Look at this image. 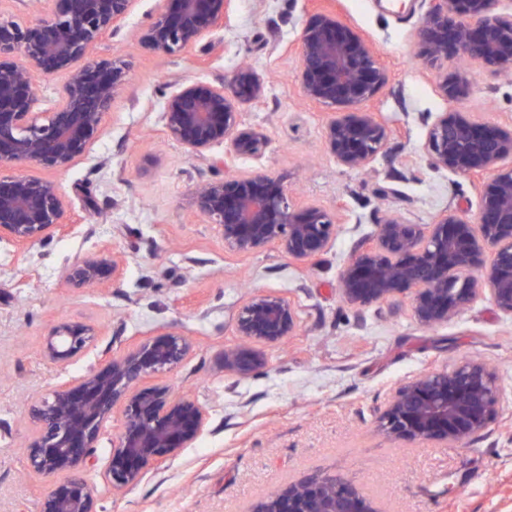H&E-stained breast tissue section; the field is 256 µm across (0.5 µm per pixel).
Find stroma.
I'll list each match as a JSON object with an SVG mask.
<instances>
[{"mask_svg":"<svg viewBox=\"0 0 512 512\" xmlns=\"http://www.w3.org/2000/svg\"><path fill=\"white\" fill-rule=\"evenodd\" d=\"M164 6L135 0L128 19L100 45L123 56L126 81L106 112L89 154L53 178L77 218L69 235L27 249L0 240V512H38L52 475L28 470L34 432L27 405L100 363L165 331L192 350L162 375L207 411L205 433L135 486L105 480L122 419L113 414L94 442L85 478L99 512H248L256 499L304 475H342L384 512H512V316L478 299L448 324L420 327L408 301L356 309L337 290L357 244L373 236L384 211L431 224L451 210L476 214L482 182L432 167L426 133L462 112L488 124L512 119V80L470 62L440 70L415 56L428 0H227L224 23L174 56L149 53L136 32ZM335 11L372 48L386 74L364 103L386 126L385 149L370 170L346 169L323 130L338 111L304 100L298 81L300 34L308 13ZM266 79L262 98L240 104L243 127L269 139L259 156L217 161L223 144L192 155L165 131V92L174 84L227 82L241 61ZM470 83L459 103L438 88L442 71ZM282 179L302 207L333 211L339 228L315 261L276 248L245 258L224 248L218 229L194 205L197 184L224 173ZM107 248L124 257L122 276L94 291L70 287L63 269ZM253 290L298 306L300 330L266 349V367L238 378L223 355L237 340L235 320ZM63 320L93 324L98 336L66 365L41 346ZM479 357L496 369L500 414L466 445H400L375 431L390 390L425 369Z\"/></svg>","mask_w":512,"mask_h":512,"instance_id":"1","label":"stroma"}]
</instances>
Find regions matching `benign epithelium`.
<instances>
[{
  "label": "benign epithelium",
  "instance_id": "benign-epithelium-1",
  "mask_svg": "<svg viewBox=\"0 0 512 512\" xmlns=\"http://www.w3.org/2000/svg\"><path fill=\"white\" fill-rule=\"evenodd\" d=\"M134 0H56L52 13L33 25L0 15V238L19 247L42 243L71 229L67 205L55 181L4 169L36 165L64 171L84 157L100 132L102 117L124 84L127 64L98 55V44L129 15ZM419 29L417 56L438 62L468 58L492 77L512 76V12L499 0H431ZM225 0H165L138 32L149 52L173 55L196 46L224 21ZM66 80L52 112H36L37 76ZM298 77L303 98L326 106L357 107L385 83L386 74L364 40L331 10L304 23ZM439 88L461 102L466 81L446 74ZM264 77L240 66L227 84H182L165 96L168 137L197 155L217 143L230 157L257 156L268 143L260 129L243 128L238 104L257 100ZM327 149L343 167L364 171L387 141L386 128L370 112H343L324 130ZM433 167L464 176L487 175L475 217L450 211L433 224H410L388 214L372 242L358 246L338 273V291L349 306L364 309L407 299L416 322L440 326L482 297L512 316V121L485 124L462 113L433 123L426 134ZM197 210L218 227L224 248L249 256L271 246L309 262L336 238V214L317 205L296 208L288 188L270 174L234 175L200 184ZM122 257L110 250L74 260L64 281L100 288L118 278ZM295 302L278 293L251 292L236 319L240 343L224 350V373L247 377L266 366L265 347L298 334ZM98 335L95 326L61 321L51 328L42 356L54 364L76 360ZM191 342L165 332L73 379L51 397L33 402L37 423L28 444L30 470L60 475L40 501L39 512H97L84 478L100 427L115 408L122 429L112 444L105 479L120 491L203 434L208 416L191 396L166 383L144 384L170 371L190 353ZM497 373L481 359L432 368L398 386L377 418V431L407 443L458 448L499 415ZM251 512H382L343 477L308 476L281 487Z\"/></svg>",
  "mask_w": 512,
  "mask_h": 512
}]
</instances>
